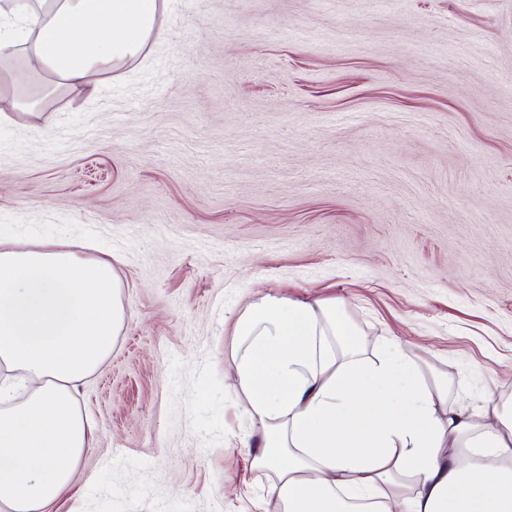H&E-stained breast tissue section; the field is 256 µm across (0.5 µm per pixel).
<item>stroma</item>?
<instances>
[{
	"mask_svg": "<svg viewBox=\"0 0 512 512\" xmlns=\"http://www.w3.org/2000/svg\"><path fill=\"white\" fill-rule=\"evenodd\" d=\"M163 39L0 122V235L94 240L123 321L53 512H273L233 324L335 300L448 405L512 412V0H166Z\"/></svg>",
	"mask_w": 512,
	"mask_h": 512,
	"instance_id": "stroma-1",
	"label": "stroma"
}]
</instances>
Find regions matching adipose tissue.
I'll use <instances>...</instances> for the list:
<instances>
[{"instance_id": "1", "label": "adipose tissue", "mask_w": 512, "mask_h": 512, "mask_svg": "<svg viewBox=\"0 0 512 512\" xmlns=\"http://www.w3.org/2000/svg\"><path fill=\"white\" fill-rule=\"evenodd\" d=\"M158 0H16L0 7V69L21 58L74 96L93 70L159 35ZM123 309L109 259L0 236V362L42 378L0 409V512H48L93 442L72 387L110 354ZM239 387L275 470V512H512V416L449 411L448 381L389 347L363 356L332 299L268 293L234 323Z\"/></svg>"}]
</instances>
